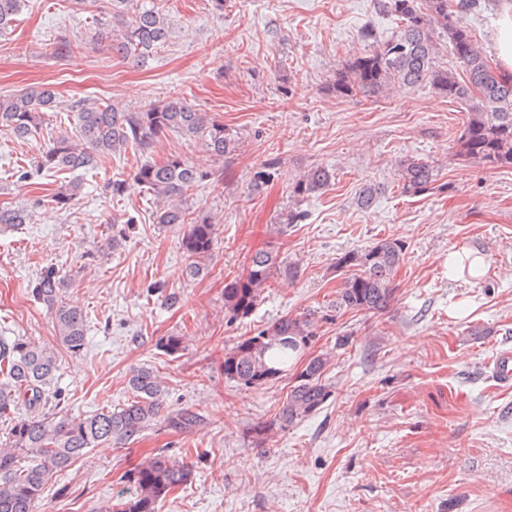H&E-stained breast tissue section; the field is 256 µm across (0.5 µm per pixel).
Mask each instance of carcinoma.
Here are the masks:
<instances>
[{"instance_id": "cac0c4a2", "label": "carcinoma", "mask_w": 512, "mask_h": 512, "mask_svg": "<svg viewBox=\"0 0 512 512\" xmlns=\"http://www.w3.org/2000/svg\"><path fill=\"white\" fill-rule=\"evenodd\" d=\"M24 0H0V29L7 28ZM475 0L456 6L449 0H382L380 7L399 20V30L380 39L372 31H361V39L372 50L351 59L327 85L338 96L361 94L377 97L392 89L411 90L429 84L438 93L467 106L462 129L455 139L454 157L465 163L491 168L512 165V77L492 69L458 11ZM112 24L102 23L96 40L106 39L112 49L135 63L153 57L170 39V27L162 9L143 0H109ZM448 40L458 69L437 64L436 36ZM56 107V93L48 86L0 96V133L29 140L39 133L44 113ZM75 134L63 133L38 160L47 172L90 170L104 159L132 149L151 151L160 138L177 133L201 144L215 160L229 158L239 149L241 136L215 116L200 112L184 98L149 103L136 112L115 104L71 105ZM210 176L179 155L158 163H144L135 179L156 199L157 223L185 224L182 249L186 254L185 275L197 278L217 243L216 224L209 216L194 217L185 207L187 195ZM401 191L419 196L435 189L437 173L420 158L399 164ZM334 172L315 166L292 187L293 197L304 198L330 185ZM23 207L0 206V226L28 221ZM405 244L382 239L361 252L338 258L336 267L346 271L336 291L331 311L355 310L377 313L387 308L393 274L399 267ZM285 275L295 278L296 267L285 264L271 248L255 253L246 271L224 283V312L229 320L249 317L259 305L271 280ZM65 280L49 267L37 279L33 293L53 314L59 346L79 355L86 343L87 313L69 305L62 287ZM314 321L307 314L282 318L237 341L224 354V377L245 388H255L279 378L291 361L307 348ZM59 351L31 339L0 338V421L9 423L6 439H0V512H37L46 485L70 467L86 450L100 444L123 445L161 416L166 390L151 369L130 372L132 399L112 411L103 409L87 417L66 415L21 418L20 406L38 410L49 403L47 387L58 367ZM327 358L311 357L297 377L278 413L281 425L300 421L317 411L331 397L322 381ZM199 419L185 409L167 417L179 430L190 429ZM193 468L162 450L129 474L134 491L119 495L104 506V512H158V504L170 492L193 481Z\"/></svg>"}]
</instances>
